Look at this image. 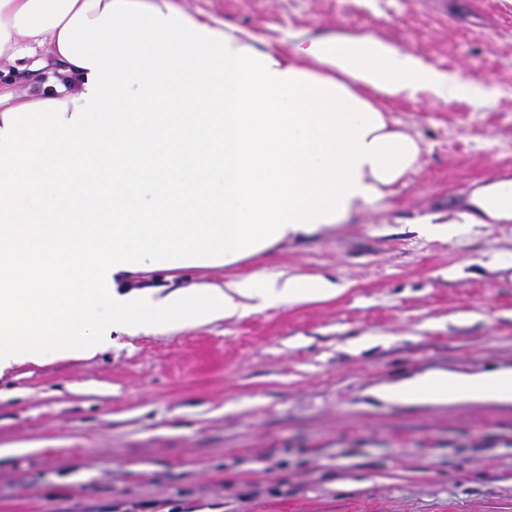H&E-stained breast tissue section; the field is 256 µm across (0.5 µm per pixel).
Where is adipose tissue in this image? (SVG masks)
<instances>
[{"label":"adipose tissue","instance_id":"adipose-tissue-1","mask_svg":"<svg viewBox=\"0 0 512 512\" xmlns=\"http://www.w3.org/2000/svg\"><path fill=\"white\" fill-rule=\"evenodd\" d=\"M171 0H0V68L45 51L52 93L0 91V375L134 336L299 300L324 277L128 287L137 273L230 266L347 222L422 166L390 102L483 95L401 45L319 34L259 50ZM473 193L468 221L512 222ZM387 404H512V367L384 383Z\"/></svg>","mask_w":512,"mask_h":512}]
</instances>
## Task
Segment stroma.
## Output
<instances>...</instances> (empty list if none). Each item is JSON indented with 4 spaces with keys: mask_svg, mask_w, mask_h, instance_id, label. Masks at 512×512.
I'll return each mask as SVG.
<instances>
[{
    "mask_svg": "<svg viewBox=\"0 0 512 512\" xmlns=\"http://www.w3.org/2000/svg\"><path fill=\"white\" fill-rule=\"evenodd\" d=\"M288 42L372 34L485 99L399 100L424 147L394 195L348 223L229 267L137 274L223 285L322 275L328 300L166 332L0 377V512H512V406H411L370 388L512 367V223L415 224L468 210L512 166V0H172Z\"/></svg>",
    "mask_w": 512,
    "mask_h": 512,
    "instance_id": "35a3bbf8",
    "label": "stroma"
}]
</instances>
